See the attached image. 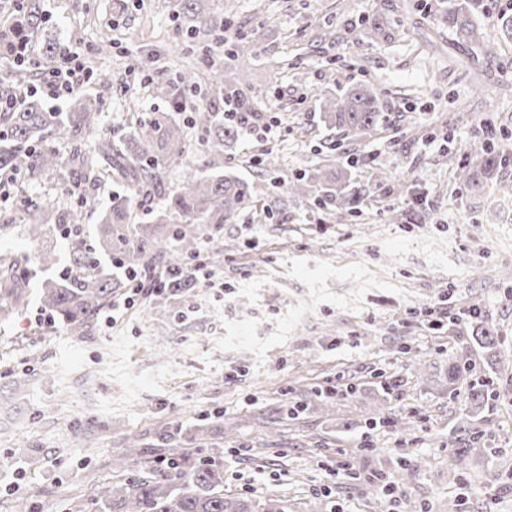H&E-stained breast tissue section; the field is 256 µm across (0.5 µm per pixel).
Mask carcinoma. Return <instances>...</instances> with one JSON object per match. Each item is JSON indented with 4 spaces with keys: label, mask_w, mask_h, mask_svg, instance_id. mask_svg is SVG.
Returning a JSON list of instances; mask_svg holds the SVG:
<instances>
[{
    "label": "carcinoma",
    "mask_w": 512,
    "mask_h": 512,
    "mask_svg": "<svg viewBox=\"0 0 512 512\" xmlns=\"http://www.w3.org/2000/svg\"><path fill=\"white\" fill-rule=\"evenodd\" d=\"M208 0H180L182 14L200 34L207 30L210 11ZM450 29L458 41L480 46L490 56L496 44L484 35L474 22V15L483 7L480 0H443ZM44 17L34 3H24L10 27L0 30V56H13L18 45H27L37 35ZM261 38L260 28L239 34L228 48L234 58L254 52ZM198 73L182 70L172 81L159 80L154 85L155 96L166 98L172 107L181 103L179 90L196 87ZM26 83L23 72L14 70L0 80V93L13 94ZM213 89L221 99L231 104L234 114L215 108L195 110L190 118L192 127L200 132L209 154L210 173L188 175L179 192L169 197L163 208L147 213L148 223H131L135 197L161 186L166 169L187 158L189 146L184 127L175 122L170 112H144L135 118L130 130L119 141L112 137L98 139L94 148L86 149L100 124V105L92 106L82 97L73 99L67 112H50L39 98L29 97L12 112H0V171L17 173L24 179H38L60 170V161L51 141L64 135L74 146L77 161L86 179L98 180L112 176L116 170L131 184L130 193L115 195L112 204L98 212L95 228L78 223L81 216L61 210L56 199L35 203L22 209L21 223L1 224L0 233L20 232L37 244L50 237L68 240L69 261L57 278L43 284L42 304L59 322L80 329L112 298L131 286L130 274L161 268L168 271L163 290L157 299L194 289L197 285L199 226H208L217 235L226 224L256 202L254 185L231 173L224 172V150L235 143L245 127L252 124L255 111L242 93L247 84L246 74L239 71L228 75L220 69L210 73ZM381 91L367 84L349 87L339 93L324 94L322 121L330 129L365 138L380 126L394 121L381 111ZM471 151L483 159L481 166H459L457 178L472 190L480 188L482 178L499 167L503 151L486 141L471 144ZM320 186L326 207L336 206L350 214L360 211L363 202L358 187L346 177L330 176L317 170L310 177ZM276 193L297 199L306 193V184L298 179L273 185ZM177 214L185 224L164 228L166 217ZM472 346H463L456 361L448 366V383L455 384L468 377L462 395L466 407L464 416L455 426L460 444L454 460H464L481 443L482 430L473 418L485 411L487 404L496 402L501 392L493 378L473 374ZM213 432L210 424L197 426L189 434L179 425L160 434L161 445L148 452L141 448L138 437L128 435L125 449L115 465L133 474L117 480L103 481L95 486L91 502L75 501L76 512H290L288 498L277 495L256 499L224 493V459L217 448H199L204 436Z\"/></svg>",
    "instance_id": "1"
}]
</instances>
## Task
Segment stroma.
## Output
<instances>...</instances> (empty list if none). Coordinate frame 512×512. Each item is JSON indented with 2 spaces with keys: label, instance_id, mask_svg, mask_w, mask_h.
<instances>
[{
  "label": "stroma",
  "instance_id": "stroma-1",
  "mask_svg": "<svg viewBox=\"0 0 512 512\" xmlns=\"http://www.w3.org/2000/svg\"><path fill=\"white\" fill-rule=\"evenodd\" d=\"M179 0H40L58 47L84 50L110 87L85 85L101 99V133L121 137L130 115L167 109L142 83L151 70L173 77L179 64L230 67V33L264 25L248 61L246 96L257 109L224 164L255 184L258 202L225 225V254L213 284L162 305L147 302L116 326L105 316L78 335L66 325L31 331L44 311L46 273H23L25 306L0 319V512L27 498L32 512H69L111 479L126 435L157 444L168 422L218 425L226 491L288 498L293 512H512V402L484 413V452L452 471L448 438L461 410L446 371L468 321L432 329L401 327L412 307L479 306L498 331L495 354L476 349L477 371L504 366L512 392V216L496 214L512 161L480 190L456 181L477 139L512 152V42L496 55L459 46L442 23L439 0H209L217 25L194 46ZM379 19L371 37L362 18ZM369 84L384 92L392 124L357 140L319 120L323 91ZM172 165L162 193L144 196L141 222L208 156L196 131ZM351 177L360 213L329 214L316 193L277 196L280 179L317 167ZM400 181L401 195L388 187ZM65 197L58 177L0 189V223L27 200L62 196L65 209L106 207L127 191L120 175L87 181ZM257 247H248V238ZM163 329L168 348L154 341ZM28 376L25 386L12 382ZM342 379L353 390L326 406L317 391ZM398 384L385 396L382 383ZM371 438L372 453L359 452ZM351 451L359 480L333 474L337 449ZM418 466L394 501L370 492L373 473L400 458Z\"/></svg>",
  "mask_w": 512,
  "mask_h": 512
}]
</instances>
